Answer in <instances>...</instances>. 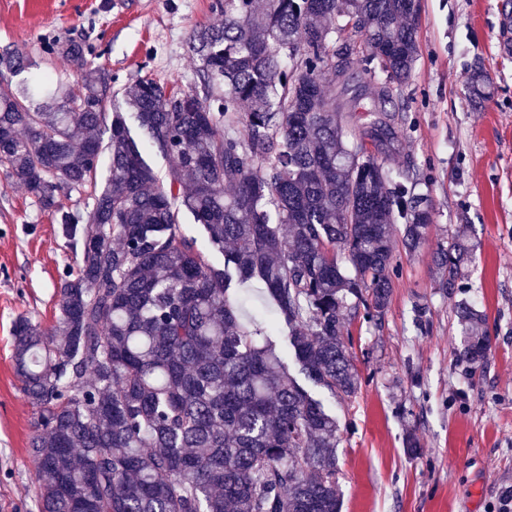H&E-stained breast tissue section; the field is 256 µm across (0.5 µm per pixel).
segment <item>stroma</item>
<instances>
[{
	"label": "stroma",
	"instance_id": "1",
	"mask_svg": "<svg viewBox=\"0 0 512 512\" xmlns=\"http://www.w3.org/2000/svg\"><path fill=\"white\" fill-rule=\"evenodd\" d=\"M216 3L0 0V54L28 59L12 82L50 73L79 96L64 51L82 43L112 79L109 110L141 78L193 83L190 37L215 19ZM501 19V0H421L419 57L390 106L397 136L375 153L388 168L415 170L434 221L416 252L396 246L381 322L359 317L349 327L360 390L324 399L340 424L342 512H498L512 490V51ZM477 65L490 79L484 100L467 89ZM57 213L0 169V512H38L27 454L34 414L14 369L13 328L22 316L50 327L61 283L79 272L80 251ZM459 229L472 253L451 299L436 286L432 255ZM459 298L481 312L491 338L473 373L454 356ZM411 431L422 445L415 457L405 448Z\"/></svg>",
	"mask_w": 512,
	"mask_h": 512
}]
</instances>
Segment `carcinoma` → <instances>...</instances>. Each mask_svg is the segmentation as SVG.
I'll return each instance as SVG.
<instances>
[{"label": "carcinoma", "instance_id": "carcinoma-1", "mask_svg": "<svg viewBox=\"0 0 512 512\" xmlns=\"http://www.w3.org/2000/svg\"><path fill=\"white\" fill-rule=\"evenodd\" d=\"M191 36L200 85L142 78L107 118L105 71L65 49L86 92L49 75L0 80V166L44 211L108 178L86 217L63 213L79 274L60 287L50 330L14 326V364L35 414L28 454L39 512H341L339 422L292 374L342 400L361 379L347 324L377 321L393 292L395 226L416 251L434 206L409 173L368 143L396 135L385 106L418 57L415 0H221ZM380 80L365 126L325 86ZM26 67L18 52L0 70ZM475 69L467 88L488 97ZM170 167L161 179L143 154ZM224 255L208 263L175 203ZM469 245H438L437 286L453 295ZM258 281L274 309L241 321L240 286ZM456 361L478 370L491 347L466 301Z\"/></svg>", "mask_w": 512, "mask_h": 512}]
</instances>
